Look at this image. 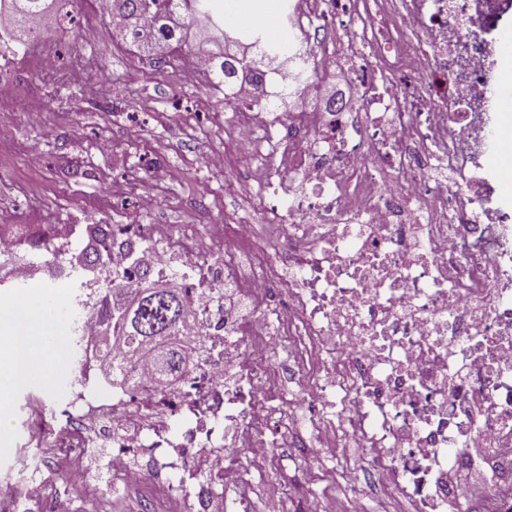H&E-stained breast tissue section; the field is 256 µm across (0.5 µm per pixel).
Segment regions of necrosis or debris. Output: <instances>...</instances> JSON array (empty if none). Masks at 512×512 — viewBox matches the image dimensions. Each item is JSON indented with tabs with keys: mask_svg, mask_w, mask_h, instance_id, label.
I'll use <instances>...</instances> for the list:
<instances>
[{
	"mask_svg": "<svg viewBox=\"0 0 512 512\" xmlns=\"http://www.w3.org/2000/svg\"><path fill=\"white\" fill-rule=\"evenodd\" d=\"M512 0H304L287 49L266 51L267 96L310 90L346 55L360 91L302 109L267 131L272 166L237 157L235 192L262 197L278 236L211 227V258L191 238L128 227L110 274L178 276L196 348L188 377L108 393L112 369L81 295L71 339L83 353L63 395L27 420L63 454L112 445L113 485L142 484L149 512H250L255 472L290 437L300 410L317 462L366 448L369 476L412 512H512V199L498 158L512 126L498 118L508 68L496 35ZM253 257L249 276L238 260ZM307 379L305 406L280 388L282 360ZM165 470L149 482L146 466ZM462 464L481 494L449 484Z\"/></svg>",
	"mask_w": 512,
	"mask_h": 512,
	"instance_id": "1",
	"label": "necrosis or debris"
}]
</instances>
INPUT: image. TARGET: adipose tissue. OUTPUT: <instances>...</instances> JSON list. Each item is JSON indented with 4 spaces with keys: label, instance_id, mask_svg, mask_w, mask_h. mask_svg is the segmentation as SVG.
I'll use <instances>...</instances> for the list:
<instances>
[{
    "label": "adipose tissue",
    "instance_id": "obj_1",
    "mask_svg": "<svg viewBox=\"0 0 512 512\" xmlns=\"http://www.w3.org/2000/svg\"><path fill=\"white\" fill-rule=\"evenodd\" d=\"M55 305L41 300L0 311V425L9 415L5 384L28 375L34 358L55 359L59 344L46 332Z\"/></svg>",
    "mask_w": 512,
    "mask_h": 512
}]
</instances>
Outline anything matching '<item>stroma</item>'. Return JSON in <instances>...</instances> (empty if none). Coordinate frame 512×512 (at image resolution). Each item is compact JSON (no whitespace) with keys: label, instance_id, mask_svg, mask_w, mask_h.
Masks as SVG:
<instances>
[{"label":"stroma","instance_id":"obj_1","mask_svg":"<svg viewBox=\"0 0 512 512\" xmlns=\"http://www.w3.org/2000/svg\"><path fill=\"white\" fill-rule=\"evenodd\" d=\"M62 7L65 19H48L38 39L55 49V72H43L30 55L18 72V94L37 102V109L0 112V124L12 130L11 140L0 143V229H16L24 240L46 224L75 227L67 257L88 277L95 270L90 224L107 232L116 224L161 226L177 236L189 229L206 234L211 224H252L263 237H276L262 199L229 187L249 177L234 166L238 150L251 152L256 165H269L265 135L247 144L236 139L235 116L253 112L252 105L225 95L215 78L182 84L180 70L197 54L195 42L173 47L158 67L107 22L93 21L90 0H63ZM203 103L208 113L200 118L195 110ZM73 370L64 345L57 361L13 382L10 419L18 418L31 394L53 402L56 395L43 390V380L51 374L64 382ZM293 440L294 447L276 449L253 481L251 512H268L270 482L297 479L296 446L315 441L306 418L295 422ZM348 452L347 463L325 469L316 495H356L368 512H401L382 487L365 480L364 450L352 446ZM42 454L51 469L77 474L73 483L59 479L57 493L75 499L81 512H143L139 489L112 492L109 467L83 471L77 462H61L53 448L43 447Z\"/></svg>","mask_w":512,"mask_h":512}]
</instances>
